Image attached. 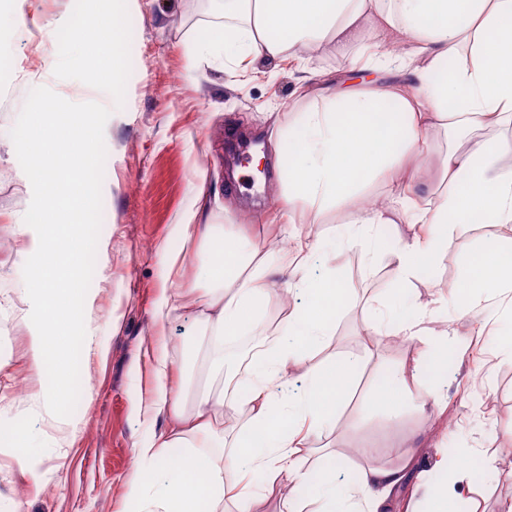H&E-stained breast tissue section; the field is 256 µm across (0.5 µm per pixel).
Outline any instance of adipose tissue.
<instances>
[{
	"mask_svg": "<svg viewBox=\"0 0 512 512\" xmlns=\"http://www.w3.org/2000/svg\"><path fill=\"white\" fill-rule=\"evenodd\" d=\"M130 3L110 0L97 20L94 40H84L81 29L65 16L50 23L48 33H67L92 58L106 56L118 39L113 21ZM223 10L227 26L204 31L196 54L217 53L238 66L261 57H298L313 43L327 41L344 56L362 40L359 18L373 14L393 30L412 35L423 58L419 66L397 56L383 62L370 58L365 69L385 64L386 78L322 91L319 101L300 112V132L289 139L286 215L345 199L369 178L387 175L391 195L410 223L422 227L420 235L394 251L407 280L440 256L457 225L512 223V172L498 167L500 154L512 149V141L487 140L465 152L449 150L451 181L441 200L430 188L404 182L396 168L400 156L427 151L426 132L433 125L465 128L488 119L512 124V0H224ZM463 49L472 56L471 67L436 81V66ZM195 218V213L186 214L174 231L195 244L197 277L206 287L187 296L163 295L155 312L164 317L192 307L204 315L205 355L186 349L181 357L187 364L204 360L208 386L194 413L186 414L180 401L171 400L167 364L159 362L148 411L167 417L165 439L151 437L138 446L139 473L129 493L142 497V473L160 463L163 448H176L177 470L143 498V512H224L228 503L235 512H254L249 472H265L272 486L301 480L311 434L330 422L349 389L354 365L341 360L313 369L296 402L287 405L281 397L289 367L305 361L311 347L327 336V318L341 303L344 289L329 277L311 283L312 304L287 320L304 345L288 347L271 337L255 312L257 300L269 298L271 280L282 274V267L247 241L227 245L223 225L199 224ZM388 221L386 209H366L337 235L343 241H362L371 252L380 246ZM464 284L512 288V250L474 254ZM226 407L247 410L248 421L224 428L217 414ZM411 470L408 463L367 464L360 467L355 484L342 486L323 476L318 484L322 512H335L340 500L348 502V512H383L388 495L408 482Z\"/></svg>",
	"mask_w": 512,
	"mask_h": 512,
	"instance_id": "obj_1",
	"label": "adipose tissue"
}]
</instances>
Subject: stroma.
Segmentation results:
<instances>
[{
  "mask_svg": "<svg viewBox=\"0 0 512 512\" xmlns=\"http://www.w3.org/2000/svg\"><path fill=\"white\" fill-rule=\"evenodd\" d=\"M120 28L119 62L125 81L117 88L90 91L80 84L85 58L70 40H50L43 26L68 16L93 37L92 26L105 0H0L10 23L0 28V56L11 67L0 70V359L9 370L0 375V512H138L128 496L127 479L136 470V449L165 428L144 409L155 386L160 356L168 358L173 396L194 401L202 374L184 366L182 347L204 348V325L188 308L160 319L155 306L171 282L164 274L163 250L185 254L182 283L196 284L198 257L184 247L173 226L191 210L202 224H220L231 239H247L260 250H284L270 239L268 225L278 223L288 185L277 163L275 127H294L306 97L323 81L339 87L349 76L350 57L363 47L384 49L373 21H363L361 46L349 56L324 46L305 61L257 60L248 69L225 64L217 55L196 56L192 49L205 29L218 25L222 11L209 0H138ZM57 75L45 85L62 98L97 102L111 110L105 125L107 157L102 186V223L89 292L93 305L85 322L94 333L84 345L80 384L87 387L67 418L54 416L32 393L45 389L47 375L31 362L30 322L21 312L23 284L19 227L32 199L9 132L49 60ZM264 142L268 170L262 196L236 190L225 179L229 130ZM431 149L407 159L405 177L443 190L444 158L466 147L467 134L435 128ZM390 202L382 178L364 183L349 200L320 214L298 218L294 231L318 250L307 275L288 273L273 287L262 313L285 342L300 346L299 336L283 332L289 312L305 306L310 281L333 276L346 300L333 318L330 334L305 363L292 365L285 392L301 395L313 365L340 359L356 361L348 392L336 405L329 425L310 437L315 452L307 457V479L282 485L260 500L256 512H312L321 474L337 482L354 481L366 464L399 465L415 449V469L430 485L441 474L433 461L450 447L475 459L456 488L467 512H507L512 507V291L485 288L464 295L474 312L457 317L448 296L461 288L472 254L512 248V230L490 224L457 226L451 244L419 278L404 280L393 250L410 238L414 225L394 210L385 245L366 256L361 244L337 242L336 229L353 218V207ZM401 299L426 304L432 312L426 337L367 334L379 304ZM401 369L432 404L420 410L412 399L397 408L376 405L385 378ZM25 431L44 474L34 485L21 472V451L12 443Z\"/></svg>",
  "mask_w": 512,
  "mask_h": 512,
  "instance_id": "stroma-1",
  "label": "stroma"
}]
</instances>
